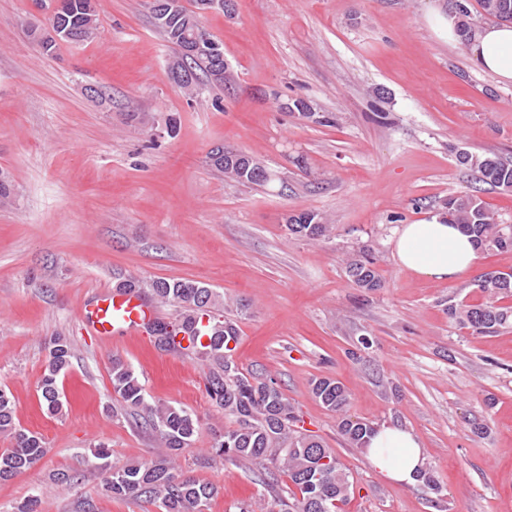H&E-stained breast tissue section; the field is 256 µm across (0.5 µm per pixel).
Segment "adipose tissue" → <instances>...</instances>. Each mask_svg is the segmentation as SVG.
Returning a JSON list of instances; mask_svg holds the SVG:
<instances>
[{
    "mask_svg": "<svg viewBox=\"0 0 512 512\" xmlns=\"http://www.w3.org/2000/svg\"><path fill=\"white\" fill-rule=\"evenodd\" d=\"M477 66L504 84H512V24L476 25L469 42ZM397 263L414 274L454 280L473 270L477 251L468 236L435 214L417 224L401 225L393 240ZM371 465L392 481L411 484L423 464V450L408 430L385 426L367 449Z\"/></svg>",
    "mask_w": 512,
    "mask_h": 512,
    "instance_id": "1",
    "label": "adipose tissue"
}]
</instances>
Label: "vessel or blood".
Instances as JSON below:
<instances>
[{"label":"vessel or blood","instance_id":"1","mask_svg":"<svg viewBox=\"0 0 512 512\" xmlns=\"http://www.w3.org/2000/svg\"><path fill=\"white\" fill-rule=\"evenodd\" d=\"M158 315L155 305L137 292L115 289L104 292L86 306L81 319L96 335L120 336L144 331Z\"/></svg>","mask_w":512,"mask_h":512}]
</instances>
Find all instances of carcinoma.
Returning a JSON list of instances; mask_svg holds the SVG:
<instances>
[{
  "label": "carcinoma",
  "instance_id": "obj_1",
  "mask_svg": "<svg viewBox=\"0 0 512 512\" xmlns=\"http://www.w3.org/2000/svg\"><path fill=\"white\" fill-rule=\"evenodd\" d=\"M62 17H50L67 27L86 34L85 41L98 34L96 0H61ZM169 12L152 17L153 25L164 40L176 50V62L183 60L182 40L192 31L195 11L172 0ZM482 14L500 22H512V0H479ZM251 156L229 150L227 156H210L217 170L238 183L264 186L268 181L252 175ZM458 162L480 175L479 181L505 193L512 192V161L494 153L461 152ZM451 223L472 238L482 251H512V224L497 220L496 213L476 194L450 196L446 200ZM289 234L307 240L327 235L329 225L313 211L288 216ZM351 282L358 288L374 291L382 286L370 259H354L347 267ZM152 294L160 301L181 310L175 323L156 321L149 334L157 346L171 351L181 348L180 333L189 335L190 347L210 361L206 376V392L231 426L213 443L216 455L226 460L256 461L268 470L269 479L284 474L291 482L290 512H344L350 501V475L336 452L315 436L298 430L301 419L276 379L270 375L245 371L232 355L229 341L238 340V327L231 318L220 320L213 310L224 307V296L198 281L157 279L150 284ZM488 301L477 304H450L448 315L477 335H493L512 322V274L478 284ZM71 347L58 337L49 349L48 365L40 381L43 400L52 412L62 408L58 377L70 362ZM112 391L134 409L143 425L169 450L166 458L151 463H136L109 469L104 478L105 493L116 499H145L160 503L164 512H203L202 507L217 492L214 485L201 483L177 472L176 460L183 449L195 441L196 421L185 409L167 403L149 402L133 370L119 359L112 360ZM311 391L320 404L336 415L338 427L352 448L364 449L377 431L375 423L352 419L346 415L348 394L344 385L330 377L311 381ZM15 404L10 392L0 388V434L12 440V447L0 452V482L8 481L35 466L45 455L43 439L35 433L17 428Z\"/></svg>",
  "mask_w": 512,
  "mask_h": 512
}]
</instances>
